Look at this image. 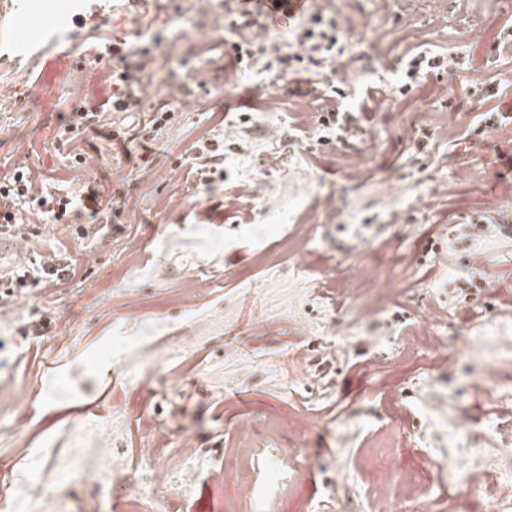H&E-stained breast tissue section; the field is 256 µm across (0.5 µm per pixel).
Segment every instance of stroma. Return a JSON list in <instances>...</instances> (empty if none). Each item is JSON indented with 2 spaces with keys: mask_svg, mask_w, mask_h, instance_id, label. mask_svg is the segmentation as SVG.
Wrapping results in <instances>:
<instances>
[{
  "mask_svg": "<svg viewBox=\"0 0 512 512\" xmlns=\"http://www.w3.org/2000/svg\"><path fill=\"white\" fill-rule=\"evenodd\" d=\"M352 16L353 90L347 109L362 120L355 147L362 179L345 178L342 143L317 155L295 130L298 92L310 72L266 82L276 112L255 106L252 74L224 82V8L193 11L170 0L147 72L196 78L202 88L176 103L178 124L163 137L114 159L105 128L87 130L99 149L87 179L103 200L133 197L135 211L74 240L94 224L76 207L69 229H42L43 246L67 242L78 274L64 288L30 290L0 321V492L6 512H266L253 486L275 485L284 466L297 477L276 497V512H371L374 456L390 450L393 468L457 467L446 507L466 488L480 449L512 443V239H453V227L489 209L512 213V143L485 130L465 151L482 115L512 118V87L493 98L432 77L407 95L389 93L398 58L428 51L486 60L512 24V0H331ZM121 0H0V171L28 160L47 179L66 162L55 139L73 108L109 94L97 71L79 65L88 42L123 25ZM210 52H200L202 43ZM82 77L84 95L70 88ZM386 103L365 110L367 93ZM249 114L242 149L224 153V176L196 184L188 173L198 129L222 130ZM434 132L417 146L415 129ZM291 151L288 169L269 166L271 148ZM260 175L259 206L271 221H240L228 198ZM333 195V209L320 201ZM308 220L311 231L297 240ZM417 257L406 266L401 254ZM488 260V284L463 303L453 281L474 254ZM354 271L371 284H408L369 322L343 291ZM436 302L448 312L437 348L417 315ZM45 310L42 335L27 334L28 314ZM349 323V335L336 331ZM497 372H482L483 357ZM169 448L195 455L169 483L137 455L154 432ZM255 450L239 477L224 473L232 448ZM290 448L287 465L270 451ZM41 485L38 510L24 495Z\"/></svg>",
  "mask_w": 512,
  "mask_h": 512,
  "instance_id": "obj_1",
  "label": "stroma"
}]
</instances>
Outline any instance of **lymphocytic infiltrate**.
<instances>
[{"mask_svg": "<svg viewBox=\"0 0 512 512\" xmlns=\"http://www.w3.org/2000/svg\"><path fill=\"white\" fill-rule=\"evenodd\" d=\"M278 13L288 20L287 40L283 43L269 35V19ZM224 22L233 34L224 43V55L230 66L224 76L225 83H234L238 75L245 73L283 76L311 71L326 76L325 88L314 96L319 111L311 117L313 128L322 131L317 141L324 145L333 136L346 143L355 137L360 119L357 113L342 108L352 87L349 77L339 74L348 64L345 40L348 20L344 14L333 11L328 0H309L296 11L289 9L286 0H257L253 7L247 0H224ZM140 40L137 33L113 35L107 51L117 65L102 72L110 88L109 95L93 111L76 108L70 112L58 140L75 163L65 172L59 190H45L42 171L26 163L0 176L1 240L28 243L42 221L51 218L59 222L72 212L77 202L76 188L85 183L97 165L96 156L81 148L86 129L104 124L112 115L143 109L152 78L141 61L134 65L129 62L130 57L148 55V47L142 46ZM452 72L447 58L417 52L405 61V82L398 93L406 95L422 76L430 74L440 80ZM248 131V126L242 125L223 138L204 131L191 147L201 173L216 171L224 162L225 142L243 141ZM76 274L71 257L61 252L42 253L35 258L19 257L12 265L0 269V315L6 317L13 313L26 289L39 285L57 288Z\"/></svg>", "mask_w": 512, "mask_h": 512, "instance_id": "obj_1", "label": "lymphocytic infiltrate"}]
</instances>
